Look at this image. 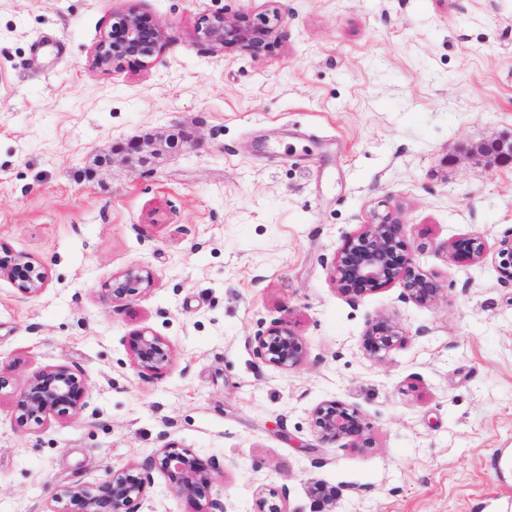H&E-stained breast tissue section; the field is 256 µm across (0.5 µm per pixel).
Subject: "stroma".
I'll return each instance as SVG.
<instances>
[{"label": "stroma", "mask_w": 512, "mask_h": 512, "mask_svg": "<svg viewBox=\"0 0 512 512\" xmlns=\"http://www.w3.org/2000/svg\"><path fill=\"white\" fill-rule=\"evenodd\" d=\"M130 4L170 44L145 68L90 69ZM270 9L261 57L196 37L203 16ZM167 133L194 144L143 166L111 153ZM510 135L512 0H0V247L49 272L33 297L0 278V512H50L52 493L170 442L223 459L229 512L281 487L312 512L313 481L343 487L335 512H493L512 485L494 463L512 454V283L447 245L512 233V170L460 153ZM388 209L443 284L436 305L337 290L346 237ZM137 264L151 286L106 302ZM379 315L405 334L382 363L362 348ZM275 324L304 342L300 369L254 354ZM144 328L174 350L147 378L127 353ZM58 363L86 377L96 426L18 425L17 390ZM327 399L374 448L318 440Z\"/></svg>", "instance_id": "1"}]
</instances>
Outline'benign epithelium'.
<instances>
[{
  "label": "benign epithelium",
  "instance_id": "obj_1",
  "mask_svg": "<svg viewBox=\"0 0 512 512\" xmlns=\"http://www.w3.org/2000/svg\"><path fill=\"white\" fill-rule=\"evenodd\" d=\"M282 17L274 9L253 17L248 14L231 17L222 14L206 16L196 29L197 37L214 53L243 48L258 57L273 48ZM170 42L167 28L159 21L141 14L130 6L117 16L112 30L93 48L91 65L108 69L123 62L143 67L149 59ZM120 150L130 159L145 161L144 141L132 137ZM467 155L499 167L512 168V140L496 138L471 144ZM403 222L394 211L375 212L371 221L347 238L335 262L336 284L346 296H361L398 283L404 296L420 306L439 302L444 288L432 275L417 267L413 260L400 254L403 247ZM452 259L458 263H475L485 258L487 247L482 237L459 238L448 245ZM499 278L512 282V234L502 239L492 256ZM8 279L21 293L39 294L48 274L35 267L21 253L4 252L0 256V278ZM151 283V275L132 266L112 277L104 297L112 304L124 302L138 293L143 283ZM401 328L388 317L370 321L363 335L362 346L368 358L384 361L389 352L401 344ZM254 353L263 362L283 370H297L306 363L302 340L287 327L275 325L264 333L249 338ZM132 366L143 377L152 376L170 365L174 352L169 342L153 332H136L128 341ZM87 380L71 366L48 365L36 373L19 390L15 398L16 422L24 426L33 421L42 424L50 419H63L81 414L85 407ZM319 440L325 444L342 442L350 448H372L374 440L364 427L358 413L340 400L319 404L312 415ZM159 469L172 490L199 504L196 512H228L225 503L212 497L217 478L224 475V463L216 457L200 459L189 448L166 445L148 464H128L112 470L99 485H71L55 493L52 500L64 503L57 512H138L152 483L150 470ZM309 494L317 505L315 512H333L342 489L315 482ZM288 489H272L257 500L256 512H287ZM205 504H200V501Z\"/></svg>",
  "mask_w": 512,
  "mask_h": 512
}]
</instances>
